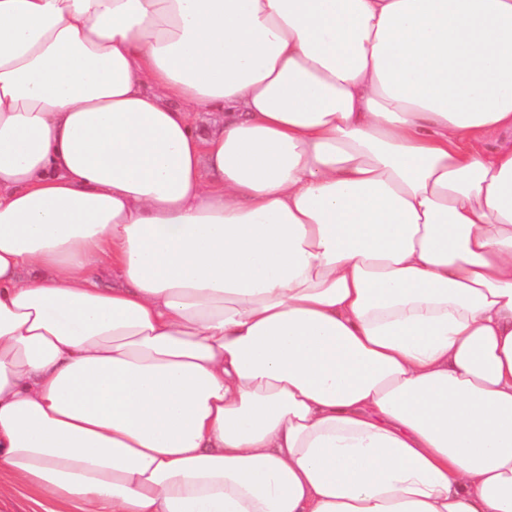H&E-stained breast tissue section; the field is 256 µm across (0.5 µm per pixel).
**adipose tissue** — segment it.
Wrapping results in <instances>:
<instances>
[{"mask_svg":"<svg viewBox=\"0 0 512 512\" xmlns=\"http://www.w3.org/2000/svg\"><path fill=\"white\" fill-rule=\"evenodd\" d=\"M493 130L512 0H0V504L512 512Z\"/></svg>","mask_w":512,"mask_h":512,"instance_id":"adipose-tissue-1","label":"adipose tissue"}]
</instances>
